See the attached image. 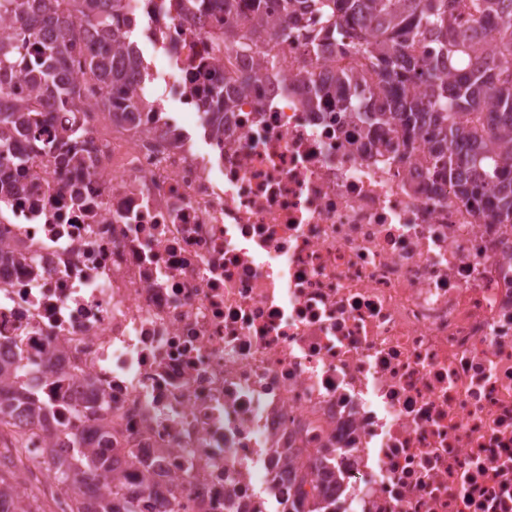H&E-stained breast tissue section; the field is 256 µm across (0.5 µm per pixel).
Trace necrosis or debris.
<instances>
[{"instance_id": "necrosis-or-debris-1", "label": "necrosis or debris", "mask_w": 512, "mask_h": 512, "mask_svg": "<svg viewBox=\"0 0 512 512\" xmlns=\"http://www.w3.org/2000/svg\"><path fill=\"white\" fill-rule=\"evenodd\" d=\"M124 23L168 51L181 112L103 113L74 60L80 100L43 119L81 128L83 164L0 161L24 186L0 249L25 257L0 264V361L57 420L33 455L108 426L143 512H512V232L455 196L424 139L399 154L400 130L307 106L359 64L353 32L228 48L225 25L249 22L221 0H130ZM200 63L231 77L229 111L197 106ZM323 456L334 477L299 484Z\"/></svg>"}]
</instances>
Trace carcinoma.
<instances>
[{
	"instance_id": "obj_1",
	"label": "carcinoma",
	"mask_w": 512,
	"mask_h": 512,
	"mask_svg": "<svg viewBox=\"0 0 512 512\" xmlns=\"http://www.w3.org/2000/svg\"><path fill=\"white\" fill-rule=\"evenodd\" d=\"M128 0H0L11 9L18 32L0 38V147L17 137H39L40 152L17 156L16 166L30 170L47 156L61 169L82 162L79 130L43 125L46 101L59 110L79 96L69 81L66 60L76 41L73 28L86 23L100 33L98 48L82 56L85 74L106 86L101 105L127 112L134 92L127 74L114 65L136 31L112 29ZM334 19L336 28L361 17L371 37L360 42L368 64L359 70H336L333 83H312L316 108L336 112V119L358 118L370 128L392 122L411 140L423 129L433 132L428 159L448 168L456 195L471 204L489 224L512 229V0H308ZM301 0H282L284 20L276 25L264 0H231V11L247 10L253 19L249 42L295 30ZM442 48L446 77L422 70L427 42ZM247 42V43H249ZM224 43L245 47L233 29ZM198 103L224 104V80L206 76ZM26 406L36 425L46 414L40 400L12 371L0 365V428L15 429L19 450L30 447L31 429L14 413ZM60 486L55 499L61 512H140L133 499L107 490L114 464L83 443L64 453L52 449L40 461ZM16 464L0 456V512H39L32 504L44 495L30 485L20 492L13 484Z\"/></svg>"
}]
</instances>
